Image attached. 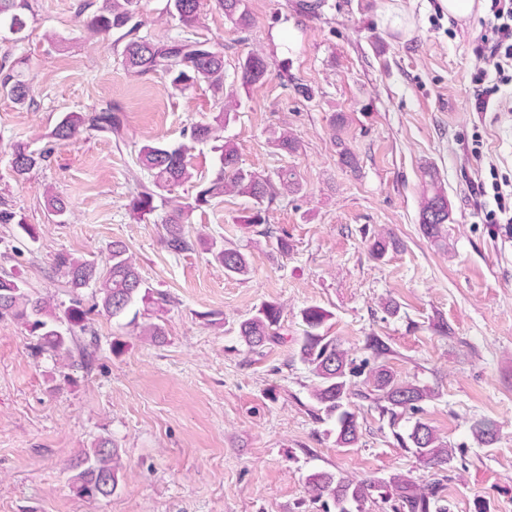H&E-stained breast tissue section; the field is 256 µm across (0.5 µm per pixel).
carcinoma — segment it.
I'll use <instances>...</instances> for the list:
<instances>
[{
	"mask_svg": "<svg viewBox=\"0 0 512 512\" xmlns=\"http://www.w3.org/2000/svg\"><path fill=\"white\" fill-rule=\"evenodd\" d=\"M137 0H103L95 8L93 3L79 4L78 15H86L84 26L94 35L109 36L121 32L130 35L137 29L134 22ZM200 0H168V9L177 20L180 32L164 41H153L139 37L128 40L121 52L122 62L128 71L136 75L160 73L171 88L187 89L205 83L216 94L224 96L222 112L211 122H197L191 127L190 142L213 143L217 154L216 171L212 179L200 184L194 200L177 202L164 219L166 247L175 254L188 251L192 243L185 235V224L190 214L209 205L210 201L232 191L251 200V206L239 216L243 224L267 223V204L281 194H296L302 184L296 171L290 168L279 170L275 175L261 174L239 166L238 151L234 143L224 139L223 131L232 112L237 110L238 100L234 92L224 90V55L206 41L192 37L200 24ZM224 17L240 29L252 24L247 0H219ZM32 12L31 0H0V19L11 22L7 28L14 41L25 39L27 14ZM23 59L5 57L0 60V89L20 106L32 100L30 88L19 79L18 67ZM268 71L267 60L251 54L239 64V80L248 87L262 82ZM124 123L120 109L110 104L91 115L81 112L65 114L52 131L57 140H70L81 134L106 132L116 138L122 137ZM276 149L293 154L299 148L297 138L289 132L274 134ZM191 147L186 144L169 146L162 143L146 144L138 154L140 168L149 177L150 185L132 195L129 207L132 211L148 214L155 210L157 192H172L176 187L193 178L190 163ZM48 158L47 153L37 151L26 142L13 145L11 170L14 177L23 180ZM433 191L423 195L420 203L419 224L423 235L436 239L441 237L443 225L448 223L449 204L444 188L431 178ZM44 207L48 215L61 219L67 213L66 202L48 189ZM0 224H13L28 238L35 239L31 225L22 214L6 203L0 204ZM207 250L213 259L224 266L228 275L246 277L251 272L248 257L232 246H217L209 243ZM55 270L68 277L72 290L94 288L97 299L93 308H85L79 300L63 309L48 296H39L27 288L26 282L16 275L0 276V318H12L29 329L36 338L37 349L54 359L69 360L71 364L86 368L90 364L96 337L90 336L88 345L79 343L80 334L89 330V315L99 310L107 317L121 318L133 313L131 322H136L140 311L134 307L141 303L164 310L166 299L155 292L138 272L127 256L126 246L112 243L105 266L94 259L75 258L68 253H57L52 259ZM302 318L307 326L306 335L300 343V358L317 377L318 383L311 392L312 399L326 417L335 420V443L338 448H353L359 441V423L350 402L349 377L359 374L357 367L349 361L346 352L336 339L320 333V329L331 318L323 307L313 305L305 308ZM281 309L275 302H267L251 317L241 321L239 334L251 348L283 342L280 336ZM140 334L158 342L165 338L164 325L145 321L140 325ZM378 409L380 416L388 418L395 426L407 413L420 410L419 403L431 397L425 386L402 380L386 363L370 372L367 391L360 394ZM397 441L411 448L419 461L439 471L448 465L447 444L428 423L416 419L407 434L395 433ZM75 471L71 478L77 495L89 490L100 498H110L119 486L122 469L119 449L109 438H102L91 448L82 451L69 465ZM307 485L313 497L323 502L325 512H352L378 492L380 499L394 502L395 512H448L442 499V484L435 480L429 484L418 483L413 478L398 474L387 482L354 481L336 479L327 472H314L307 476Z\"/></svg>",
	"mask_w": 512,
	"mask_h": 512,
	"instance_id": "cac0c4a2",
	"label": "carcinoma"
}]
</instances>
